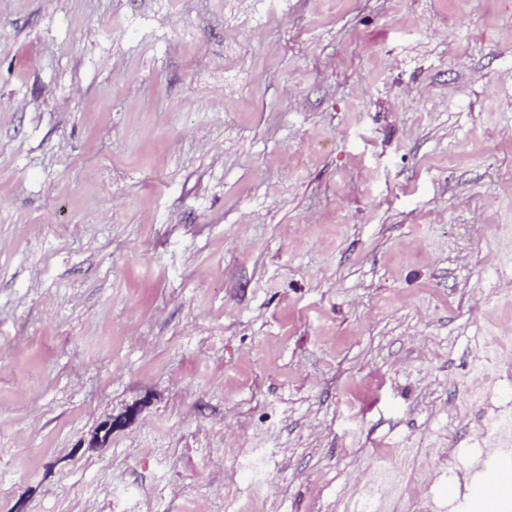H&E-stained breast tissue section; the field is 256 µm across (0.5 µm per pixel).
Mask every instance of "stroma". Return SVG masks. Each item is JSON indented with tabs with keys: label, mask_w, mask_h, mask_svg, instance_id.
Returning <instances> with one entry per match:
<instances>
[{
	"label": "stroma",
	"mask_w": 512,
	"mask_h": 512,
	"mask_svg": "<svg viewBox=\"0 0 512 512\" xmlns=\"http://www.w3.org/2000/svg\"><path fill=\"white\" fill-rule=\"evenodd\" d=\"M511 329L512 0H0V512H355Z\"/></svg>",
	"instance_id": "stroma-1"
}]
</instances>
